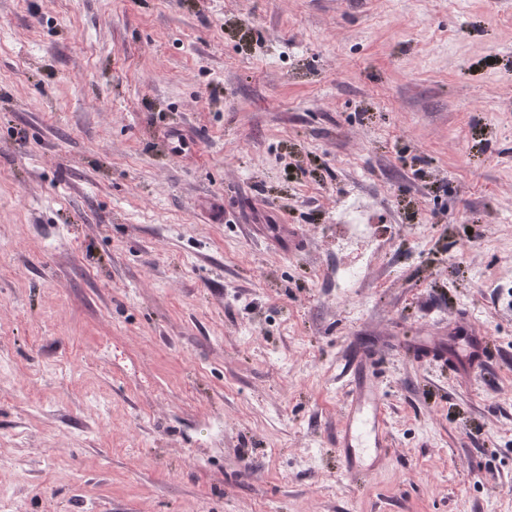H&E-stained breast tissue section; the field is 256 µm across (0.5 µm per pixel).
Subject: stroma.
I'll use <instances>...</instances> for the list:
<instances>
[{
    "label": "stroma",
    "mask_w": 512,
    "mask_h": 512,
    "mask_svg": "<svg viewBox=\"0 0 512 512\" xmlns=\"http://www.w3.org/2000/svg\"><path fill=\"white\" fill-rule=\"evenodd\" d=\"M0 500L512 512V0H0ZM367 358L365 352L357 353L344 363L356 390L345 407L344 428L336 448L349 479L367 475L387 446V419L378 385L361 377L360 363Z\"/></svg>",
    "instance_id": "obj_1"
}]
</instances>
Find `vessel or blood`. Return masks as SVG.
Here are the masks:
<instances>
[{
  "label": "vessel or blood",
  "instance_id": "vessel-or-blood-1",
  "mask_svg": "<svg viewBox=\"0 0 512 512\" xmlns=\"http://www.w3.org/2000/svg\"><path fill=\"white\" fill-rule=\"evenodd\" d=\"M366 353L346 359L344 371L355 387L345 408V423L337 439L339 456L348 478L367 475L386 448L387 419L376 382L361 375Z\"/></svg>",
  "mask_w": 512,
  "mask_h": 512
}]
</instances>
